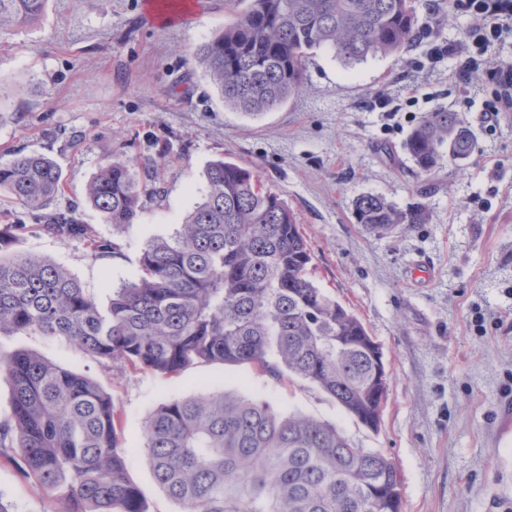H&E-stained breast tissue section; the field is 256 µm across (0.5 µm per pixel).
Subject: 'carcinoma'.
Wrapping results in <instances>:
<instances>
[{"label":"carcinoma","mask_w":512,"mask_h":512,"mask_svg":"<svg viewBox=\"0 0 512 512\" xmlns=\"http://www.w3.org/2000/svg\"><path fill=\"white\" fill-rule=\"evenodd\" d=\"M46 0H0V29L31 23ZM451 9L421 21L417 0H249L196 52L224 104L247 115L270 111L304 85L311 51L346 65L399 55L421 29L448 25ZM474 136L459 113L439 108L412 128L405 150L430 177L445 157L465 158ZM170 144L139 171L110 158L87 188L106 224L136 223L141 194ZM205 191L170 237H152L141 275L112 291L102 310L63 267L20 254L0 259V335L39 332L65 339L94 361L176 376L190 366L251 364L302 378L355 420L376 429L387 396L382 347L364 322L312 278L297 216L253 173L218 160ZM61 169L46 155L0 163V195L38 219L41 232L82 239L96 258L119 246L50 205ZM353 214L383 235L423 224L425 205L401 209L360 194ZM13 411L0 421V457L55 494L63 512H146L126 474L121 417L91 378L36 353L0 358ZM144 451L156 481L182 512H400L395 462L357 448L335 426L267 401L224 392L175 398L146 421Z\"/></svg>","instance_id":"cac0c4a2"}]
</instances>
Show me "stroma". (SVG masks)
Returning <instances> with one entry per match:
<instances>
[{
    "label": "stroma",
    "mask_w": 512,
    "mask_h": 512,
    "mask_svg": "<svg viewBox=\"0 0 512 512\" xmlns=\"http://www.w3.org/2000/svg\"><path fill=\"white\" fill-rule=\"evenodd\" d=\"M235 18L224 0H192L161 21L146 0H47L42 16L0 31V162L42 153L60 166L54 206L93 225L120 253L95 258L86 242L31 230L22 206L0 201V225L27 233L0 257L28 254L64 268L107 308L113 287L139 276L147 239L173 233L201 198L204 171L225 160L256 173L296 214L312 277L363 320L383 348L387 401L378 429L348 415L309 382L247 365L193 366L175 377L105 367L59 337L0 335V356L36 353L95 380L121 417L127 476L147 512H182L157 483L143 451L144 425L163 403L200 391L266 400L335 425L356 446L395 461L401 512H512V112L487 131L488 76L461 80L462 55L432 58L437 44H465L474 22L430 28L401 55L344 65L320 50L302 90L258 117L225 106L194 56ZM417 83L393 127L373 107L381 92ZM459 113L475 136L463 160L421 176L405 150L411 129L438 108ZM172 149L136 224L103 223L86 186L113 156L141 164ZM379 193L428 220L384 236L363 231L353 200ZM0 502L11 512H60L53 494L0 460Z\"/></svg>",
    "instance_id": "obj_1"
}]
</instances>
